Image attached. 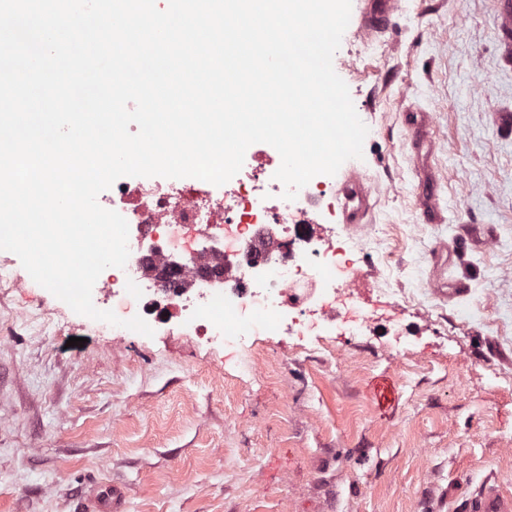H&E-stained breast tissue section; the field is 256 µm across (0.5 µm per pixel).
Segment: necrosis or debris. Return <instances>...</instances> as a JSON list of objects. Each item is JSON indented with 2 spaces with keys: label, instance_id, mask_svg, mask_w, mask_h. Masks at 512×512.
Listing matches in <instances>:
<instances>
[{
  "label": "necrosis or debris",
  "instance_id": "necrosis-or-debris-1",
  "mask_svg": "<svg viewBox=\"0 0 512 512\" xmlns=\"http://www.w3.org/2000/svg\"><path fill=\"white\" fill-rule=\"evenodd\" d=\"M281 158L266 144L251 145L240 172L221 186L196 178L123 177L101 192L103 208L129 224V258L110 267L92 291L96 308L149 325L178 323L206 343L257 354L272 328L291 336H358L374 319L354 289L365 271L379 276V298L414 302L427 316L444 317L434 293H414L383 278L389 255L372 252V227L326 234L336 216V179L315 176L296 199H283L275 180ZM182 257L172 282L158 278ZM221 269L216 279L202 268Z\"/></svg>",
  "mask_w": 512,
  "mask_h": 512
}]
</instances>
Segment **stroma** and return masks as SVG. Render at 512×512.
I'll use <instances>...</instances> for the list:
<instances>
[{"label":"stroma","mask_w":512,"mask_h":512,"mask_svg":"<svg viewBox=\"0 0 512 512\" xmlns=\"http://www.w3.org/2000/svg\"><path fill=\"white\" fill-rule=\"evenodd\" d=\"M391 31L357 57L349 24L333 58L368 128L346 161L371 190L387 276L431 287L437 228L467 238L448 275L477 305L512 273V29L499 0H401ZM428 114L444 221L426 223L403 115ZM0 293V512H86L87 486L118 483L126 512H458L486 479L512 492V324L440 328L418 306L364 336L301 353L261 336L251 362L174 326L145 336L75 313L12 252ZM52 309L59 331L18 321ZM77 346H68L69 338Z\"/></svg>","instance_id":"35a3bbf8"}]
</instances>
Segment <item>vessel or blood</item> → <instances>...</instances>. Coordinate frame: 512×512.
Segmentation results:
<instances>
[{"label": "vessel or blood", "instance_id": "vessel-or-blood-1", "mask_svg": "<svg viewBox=\"0 0 512 512\" xmlns=\"http://www.w3.org/2000/svg\"><path fill=\"white\" fill-rule=\"evenodd\" d=\"M396 6V0H364V7L358 16L359 32L373 35L389 31ZM404 126L410 149L418 165L422 216L428 223H441L443 215L437 202L435 176L429 165L432 144L427 113H408ZM341 192L344 198L345 223H363L371 211L369 189L356 175L351 174L344 177ZM463 250V244L459 243L450 250L436 248L432 255V283L440 290L448 291L452 296L466 288L463 281L448 276L449 267L453 265L455 258L460 257ZM94 504L96 512H125V493L122 488L113 484L99 486ZM463 512H512V494L504 492L497 482L484 480L465 500Z\"/></svg>", "mask_w": 512, "mask_h": 512}]
</instances>
